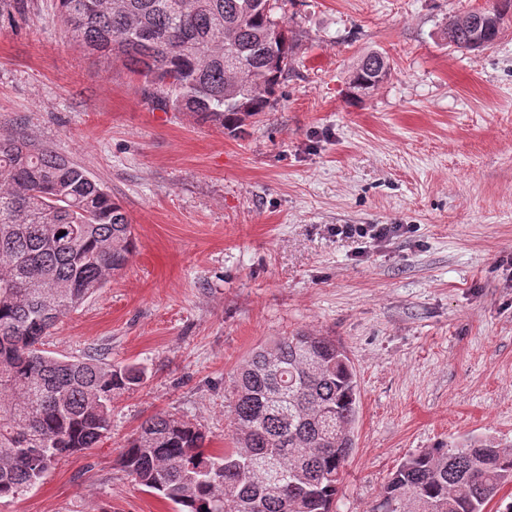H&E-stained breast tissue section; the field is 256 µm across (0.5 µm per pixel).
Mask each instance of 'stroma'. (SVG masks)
I'll return each instance as SVG.
<instances>
[{"label": "stroma", "mask_w": 512, "mask_h": 512, "mask_svg": "<svg viewBox=\"0 0 512 512\" xmlns=\"http://www.w3.org/2000/svg\"><path fill=\"white\" fill-rule=\"evenodd\" d=\"M486 0H288L292 69L273 110L230 132L143 99L120 59L73 45L53 0L0 20V133L85 168L138 249L45 348L147 376L112 401L101 447L60 461L0 512H173L122 471L169 412L231 447V375L296 330L335 337L360 391L334 512H370L395 467L469 436L512 444V25L446 44ZM388 79L352 104L367 50ZM340 224H405L375 242Z\"/></svg>", "instance_id": "1"}]
</instances>
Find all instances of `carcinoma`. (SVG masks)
<instances>
[{"mask_svg":"<svg viewBox=\"0 0 512 512\" xmlns=\"http://www.w3.org/2000/svg\"><path fill=\"white\" fill-rule=\"evenodd\" d=\"M72 40L118 55L158 110L192 112L227 130L269 111L291 70L293 39L279 0H56ZM448 19V45H493L512 22V0ZM370 51L353 65L346 98L371 95L390 75ZM64 235H59V232ZM137 250L124 207L82 167L18 133L0 134V500L38 485L63 458L111 433L112 398L144 368L100 356H58L44 338L105 287ZM65 287L55 312L42 284ZM359 413L356 374L330 336L299 330L260 345L234 376V447L171 413L146 419L120 453L121 469L176 512H333ZM276 458L281 481L258 487L251 463ZM512 485V445L470 437L402 462L371 512H487Z\"/></svg>","mask_w":512,"mask_h":512,"instance_id":"obj_1","label":"carcinoma"}]
</instances>
